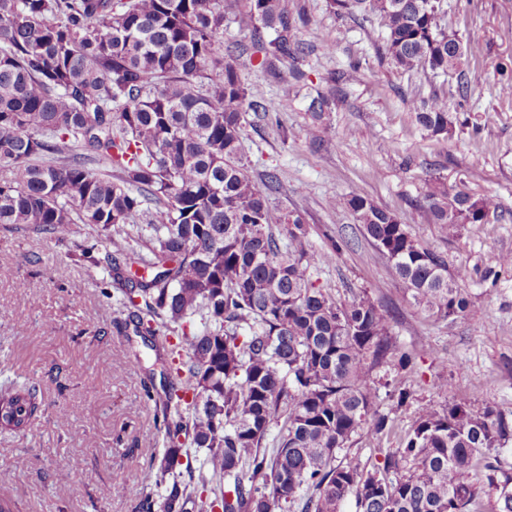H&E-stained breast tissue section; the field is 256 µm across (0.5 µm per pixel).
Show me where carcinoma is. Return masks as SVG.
I'll return each mask as SVG.
<instances>
[{"label":"carcinoma","instance_id":"carcinoma-1","mask_svg":"<svg viewBox=\"0 0 512 512\" xmlns=\"http://www.w3.org/2000/svg\"><path fill=\"white\" fill-rule=\"evenodd\" d=\"M0 0V161L17 178L0 182V224L63 234L71 224L110 231L108 280L149 346L165 329L175 343L154 403L164 454L150 478L163 512H188L199 493L220 512H485L494 496L512 512V412L474 409L462 397L420 408L383 463L349 458L361 434L380 443L409 391L396 382L391 408L376 405L373 372H411L422 350H404L371 297L335 300L312 281L331 252L312 248L301 215L271 206L242 158V120L272 112L259 84L242 81L216 42L245 16L253 25L240 54L283 81L304 73L297 26L283 0ZM340 14L379 20L380 60L404 72L446 75L465 53L443 23V0H327ZM336 107L311 97L309 135ZM418 124L452 136L444 98L414 106ZM361 224L412 303L448 324L464 317L467 272H448L416 243L409 219L363 196L338 199ZM492 196L426 184L416 217L448 236L496 214ZM155 214L134 248L125 228ZM143 274H131L133 266ZM36 389L0 387V428L23 430ZM279 426L269 437L272 425ZM204 448L196 470L181 463Z\"/></svg>","mask_w":512,"mask_h":512}]
</instances>
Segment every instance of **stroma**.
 Returning <instances> with one entry per match:
<instances>
[{
  "instance_id": "obj_1",
  "label": "stroma",
  "mask_w": 512,
  "mask_h": 512,
  "mask_svg": "<svg viewBox=\"0 0 512 512\" xmlns=\"http://www.w3.org/2000/svg\"><path fill=\"white\" fill-rule=\"evenodd\" d=\"M285 3L306 15L297 65L309 87L354 63L359 71L311 139L303 92L257 59L237 58L242 79L263 86L274 107L245 113L244 161L256 183L276 173L281 188L270 202L302 215L314 249L343 241L340 256L313 272L315 286L341 300L366 291L385 309L398 345L423 349L390 445L427 404L440 410L467 395L512 412V266L499 263L512 252V98L499 93L512 82V0H445L449 26L471 41L461 67L481 76L464 96L455 75L380 63L377 24L357 25L330 12L326 0ZM433 92L459 117L453 138L428 135L416 122L413 101ZM432 179L494 196L501 211L456 238L435 224L407 226L449 270L471 273L470 311L452 325L411 303L351 212L334 204L360 195L407 216ZM107 249L105 231L87 224L62 234L0 224V382L36 385L40 402L25 430H0V497L13 501L14 512H137L145 496L161 497L149 465L164 443L144 386L161 384L163 365L133 329L115 326L121 315L100 288ZM116 473L124 492L110 497Z\"/></svg>"
}]
</instances>
